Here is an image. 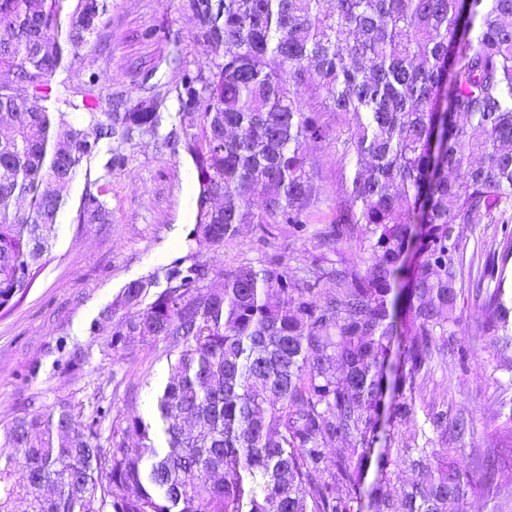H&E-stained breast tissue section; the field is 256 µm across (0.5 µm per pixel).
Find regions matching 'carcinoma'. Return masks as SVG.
Wrapping results in <instances>:
<instances>
[{"label": "carcinoma", "mask_w": 512, "mask_h": 512, "mask_svg": "<svg viewBox=\"0 0 512 512\" xmlns=\"http://www.w3.org/2000/svg\"><path fill=\"white\" fill-rule=\"evenodd\" d=\"M184 0L207 68L182 69L179 129L165 137L196 171L187 252L127 283L94 331L116 349L164 343L170 377L157 424L112 421L94 395L35 407L0 428V512H363L371 464L415 478L371 512H465L512 465V384L482 448L472 423L424 411L415 391L446 360L472 301V343L512 351V0ZM110 0H0V309L26 294L57 238L80 169L78 224H110L112 169L134 136L157 134L160 93L133 106L71 69L97 45ZM354 38H349V34ZM336 141L353 168L320 253L293 272L276 254L212 272L203 252L254 224L304 230L319 197L310 143ZM106 155L103 174L91 163ZM260 198L259 212L252 210ZM505 224L494 288L471 287L456 227ZM361 228L357 258L330 254ZM165 288L143 304L158 277ZM388 420L414 425L373 455ZM159 429L166 447L151 433ZM139 439L135 447L130 435ZM343 448L329 455L328 445Z\"/></svg>", "instance_id": "1"}]
</instances>
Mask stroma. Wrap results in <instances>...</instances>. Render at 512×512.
I'll return each mask as SVG.
<instances>
[{
	"label": "stroma",
	"instance_id": "1",
	"mask_svg": "<svg viewBox=\"0 0 512 512\" xmlns=\"http://www.w3.org/2000/svg\"><path fill=\"white\" fill-rule=\"evenodd\" d=\"M205 62L196 22L181 0H112L95 51L74 68L84 76L96 73L101 91H113L132 105L144 98L145 79H152L164 95L161 131L166 134L176 124L179 67L194 70ZM308 152L319 171L321 203L305 231L281 224L264 242L253 225H242L234 238L205 251L214 271L256 261L267 252L279 254L292 268L310 264L317 253L313 234L329 220V207L349 171L332 142L310 145ZM84 183V175H77L70 188L51 261L23 298L0 309V425L23 414L30 398L51 407L64 399L87 402L98 392L111 402L113 417L138 415L150 422L156 393L170 376L162 345L131 338L124 348L111 350L90 325L128 282L182 256L195 222V168L161 138L135 137L126 147L123 166L112 172L108 224L76 223ZM459 231L473 281L493 287L483 268L501 237L499 225L465 224ZM77 348L87 359L79 369H68L62 352ZM511 380L512 366L481 343L470 349L465 369L437 368L415 396L426 407L469 419L474 432L465 442L479 446L486 425L498 414L496 385Z\"/></svg>",
	"mask_w": 512,
	"mask_h": 512
}]
</instances>
